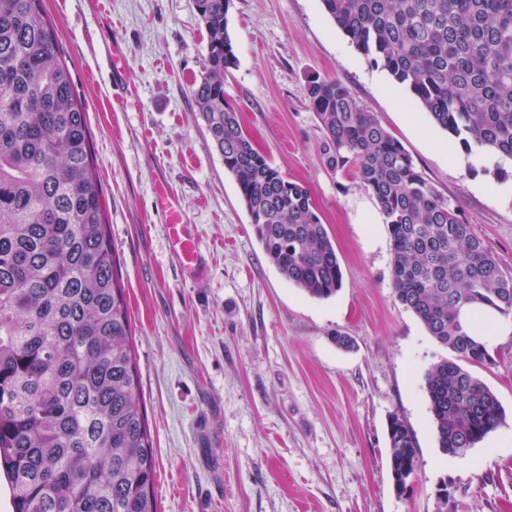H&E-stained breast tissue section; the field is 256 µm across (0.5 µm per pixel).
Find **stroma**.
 I'll use <instances>...</instances> for the list:
<instances>
[{
  "instance_id": "stroma-1",
  "label": "stroma",
  "mask_w": 512,
  "mask_h": 512,
  "mask_svg": "<svg viewBox=\"0 0 512 512\" xmlns=\"http://www.w3.org/2000/svg\"><path fill=\"white\" fill-rule=\"evenodd\" d=\"M43 7L87 112L156 451L158 512H512V333L491 344L494 364L474 370L504 422L467 456L443 454L424 376L451 352L395 299L388 227L353 173L326 166L308 82L345 84L512 272V184L498 182L494 162L465 164L459 140L367 63L321 0H232L237 63L224 98L254 146L309 187L341 265L336 295L309 297L266 258L194 106L207 58L195 0H108L106 19L86 0ZM114 38L129 47L119 84ZM162 184L204 256L192 281L155 205ZM337 331L352 349L336 347ZM393 415L418 445L401 491L389 466Z\"/></svg>"
}]
</instances>
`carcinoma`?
I'll return each mask as SVG.
<instances>
[{"label": "carcinoma", "mask_w": 512, "mask_h": 512, "mask_svg": "<svg viewBox=\"0 0 512 512\" xmlns=\"http://www.w3.org/2000/svg\"><path fill=\"white\" fill-rule=\"evenodd\" d=\"M43 0H0V469L11 512H158L156 456L140 403L125 288L102 206L87 115ZM207 63L191 96L224 158L267 259L313 298L342 287L310 190L257 150L224 101L236 64L232 0H197ZM366 61L385 70L465 159L512 160V0H322ZM333 171H353L392 246L396 300L452 359L425 374L438 448L464 457L504 420L468 370L495 362L467 313L512 315V273L460 207L349 88L308 82ZM394 485L417 443L388 425Z\"/></svg>", "instance_id": "1"}]
</instances>
